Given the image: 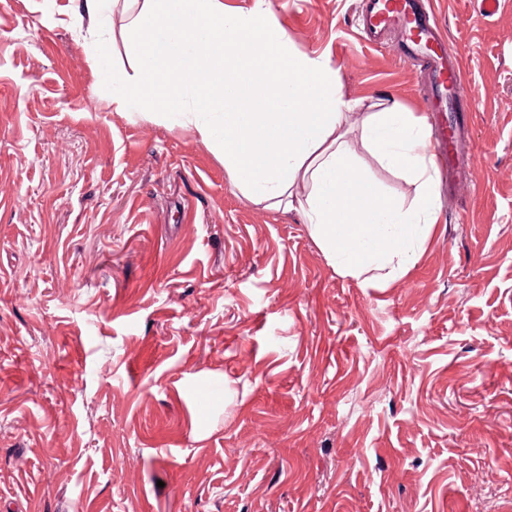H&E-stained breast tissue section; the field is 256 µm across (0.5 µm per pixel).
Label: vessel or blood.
<instances>
[{
    "mask_svg": "<svg viewBox=\"0 0 512 512\" xmlns=\"http://www.w3.org/2000/svg\"><path fill=\"white\" fill-rule=\"evenodd\" d=\"M360 37L369 46L396 37L399 58L420 64L426 87L427 109L439 114L466 112L472 91L460 57L449 47L432 10L420 0H360Z\"/></svg>",
    "mask_w": 512,
    "mask_h": 512,
    "instance_id": "vessel-or-blood-1",
    "label": "vessel or blood"
}]
</instances>
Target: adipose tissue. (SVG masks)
Returning a JSON list of instances; mask_svg holds the SVG:
<instances>
[{"mask_svg":"<svg viewBox=\"0 0 512 512\" xmlns=\"http://www.w3.org/2000/svg\"><path fill=\"white\" fill-rule=\"evenodd\" d=\"M129 2L137 63L112 71L115 109L176 121L213 146L234 188L299 211L344 274L387 284L408 272L440 210L427 117L388 101L366 113L374 156L417 187L408 202L386 195L347 146L352 105L336 67L294 51L266 0L246 13L224 0ZM301 182L307 195L294 191Z\"/></svg>","mask_w":512,"mask_h":512,"instance_id":"ef3b65f1","label":"adipose tissue"}]
</instances>
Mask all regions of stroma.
<instances>
[{"label": "stroma", "instance_id": "1", "mask_svg": "<svg viewBox=\"0 0 512 512\" xmlns=\"http://www.w3.org/2000/svg\"><path fill=\"white\" fill-rule=\"evenodd\" d=\"M335 63L347 143L427 110L419 66L361 43L359 0H268ZM463 60L470 145L389 285L340 274L299 213L210 146L112 107L117 0H0V512H512V0H427Z\"/></svg>", "mask_w": 512, "mask_h": 512}]
</instances>
